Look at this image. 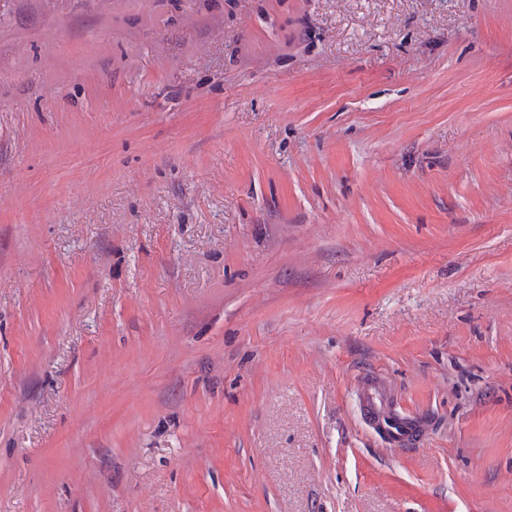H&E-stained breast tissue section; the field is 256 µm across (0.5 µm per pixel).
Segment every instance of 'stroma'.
Instances as JSON below:
<instances>
[{"instance_id":"1","label":"stroma","mask_w":512,"mask_h":512,"mask_svg":"<svg viewBox=\"0 0 512 512\" xmlns=\"http://www.w3.org/2000/svg\"><path fill=\"white\" fill-rule=\"evenodd\" d=\"M0 512H512V0H0ZM387 405L388 397L381 389L374 385L365 388L361 412L373 428H382L392 442L401 443L415 433L417 423L411 418L400 417Z\"/></svg>"}]
</instances>
